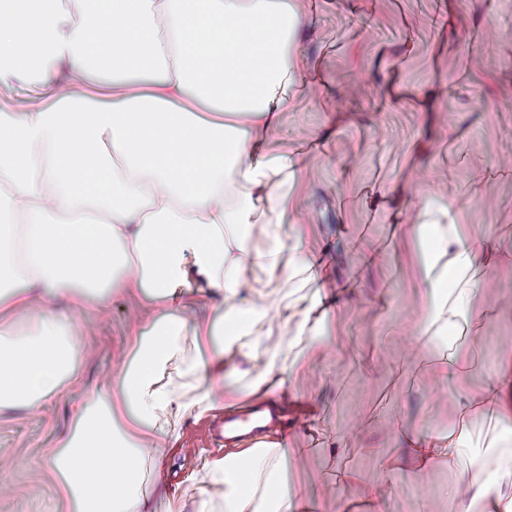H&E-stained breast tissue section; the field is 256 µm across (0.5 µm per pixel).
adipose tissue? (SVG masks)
<instances>
[{
	"instance_id": "ef3b65f1",
	"label": "adipose tissue",
	"mask_w": 512,
	"mask_h": 512,
	"mask_svg": "<svg viewBox=\"0 0 512 512\" xmlns=\"http://www.w3.org/2000/svg\"><path fill=\"white\" fill-rule=\"evenodd\" d=\"M309 14V0H0V407L40 409L74 379L75 312L124 292L146 309L49 460L67 512H154L145 484L166 467L172 420L228 391L276 395L316 344L318 327L294 326L235 383L245 351L227 337L276 318L272 289L328 313L295 206L305 165L267 145L302 104L295 33ZM31 93L35 107L12 110ZM404 234L424 305L411 358H435L440 383L464 390L496 244L473 239L453 193L419 198ZM19 310L36 312L34 332ZM486 386L492 405L458 402L448 430L407 439L416 472L440 459L457 473L456 512H512V484L489 479L503 458L469 447L512 423V361ZM289 460L287 443L261 441L204 468L223 512H308Z\"/></svg>"
}]
</instances>
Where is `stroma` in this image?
I'll use <instances>...</instances> for the list:
<instances>
[{
	"label": "stroma",
	"mask_w": 512,
	"mask_h": 512,
	"mask_svg": "<svg viewBox=\"0 0 512 512\" xmlns=\"http://www.w3.org/2000/svg\"><path fill=\"white\" fill-rule=\"evenodd\" d=\"M299 40L317 81L269 141L307 155L298 208L335 307L331 343L277 401L288 407L299 497L313 512H339L345 498L366 512L374 450L407 457L406 433L457 419L453 389L430 365L408 362L423 305L398 234L413 192L461 194L486 174L481 197L465 205L468 229L512 249V0H314ZM141 309L125 293L77 317L79 370L67 391L36 413L0 410V512H66L47 460L85 396L120 365ZM482 311L468 370L476 400L499 359H512V264L491 267ZM215 418L192 409L175 423L164 481L176 500L158 512H194L206 493L223 502L199 477L219 455L205 445ZM340 469L358 481L337 485ZM449 480L439 462L403 472L391 487L395 512H455L435 494Z\"/></svg>",
	"instance_id": "35a3bbf8"
}]
</instances>
